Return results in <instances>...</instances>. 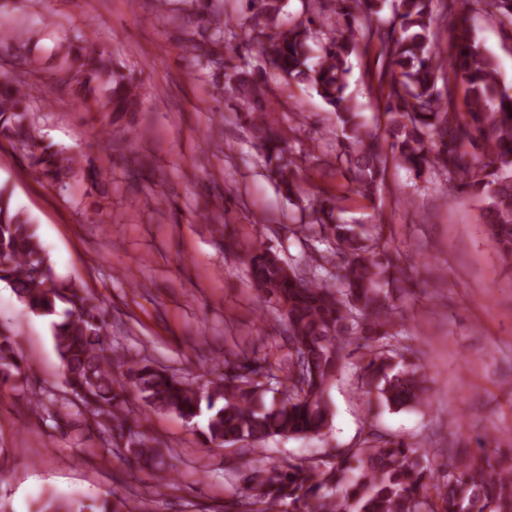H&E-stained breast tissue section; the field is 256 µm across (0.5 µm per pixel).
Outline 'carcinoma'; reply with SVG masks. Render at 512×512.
<instances>
[{
  "mask_svg": "<svg viewBox=\"0 0 512 512\" xmlns=\"http://www.w3.org/2000/svg\"><path fill=\"white\" fill-rule=\"evenodd\" d=\"M330 9L298 19L287 0H244L242 22L217 10L211 14L215 44L231 47L244 30L259 52L258 65L290 83L305 84L331 108L336 145L334 161L350 190L365 198L383 183L385 159L379 136L347 94L351 58L373 38L381 43L379 68L371 74L387 115L386 132L394 156L415 179L446 177L481 196L488 240L512 260V92L499 79L497 63L477 38L469 15L493 8L501 24L512 25V0H441L443 18L456 14L448 49L437 47L440 25L435 0H395L390 18L380 13L386 0H318ZM318 45L312 51L311 44ZM248 60L224 65L226 76L249 93L259 89L245 79ZM94 79L109 88L118 108L136 91L115 78L111 60L99 55L65 71L63 83ZM444 87H438L439 82ZM465 93L457 111L455 93ZM28 89L0 76V146L20 152L37 178L52 186L74 177L80 159L45 144L29 115ZM254 147L269 177L301 212L294 235L314 239L289 262L264 242L227 241L245 254L262 310L274 316L288 348L283 357L257 338L252 354L230 351L224 369L186 378L146 358L119 352L109 340L107 313L83 285L54 270L29 213L12 204L0 188V281L31 313L51 319L52 339L61 363L63 396L38 392L31 403L57 427L91 429L106 421L111 443L136 462L159 456L154 439L142 429L150 413H170L198 431L214 449L271 439L322 434L333 419L327 396L342 364L359 355L365 384L377 383L389 407L426 406L428 379L402 344L397 322L404 320L392 294L406 278L381 244L379 227L359 230L341 222L340 206L308 195L298 179L299 156L266 110L253 118ZM25 360L8 327H0V386L24 379ZM142 412L125 409L129 394ZM444 464L402 438L371 433L367 446L334 448L318 458L271 456L269 467L226 476L233 485L232 512H512V462L491 447ZM130 500L112 489L102 500L44 498L37 512H132Z\"/></svg>",
  "mask_w": 512,
  "mask_h": 512,
  "instance_id": "carcinoma-1",
  "label": "carcinoma"
}]
</instances>
